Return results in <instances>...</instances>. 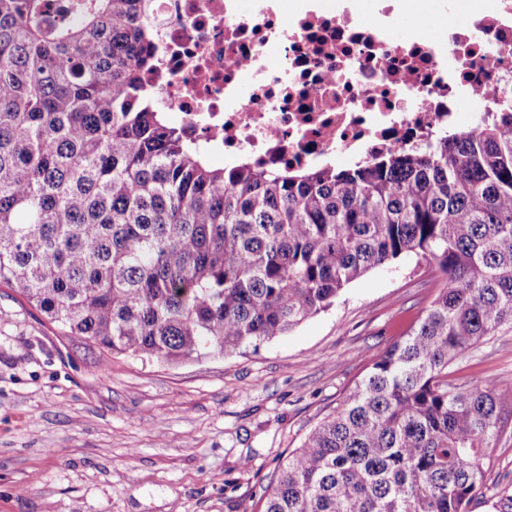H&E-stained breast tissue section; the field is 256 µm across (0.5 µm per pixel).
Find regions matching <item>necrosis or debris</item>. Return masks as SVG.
Wrapping results in <instances>:
<instances>
[{"label": "necrosis or debris", "instance_id": "4bbe7bcc", "mask_svg": "<svg viewBox=\"0 0 512 512\" xmlns=\"http://www.w3.org/2000/svg\"><path fill=\"white\" fill-rule=\"evenodd\" d=\"M304 12L280 0H145L158 103L212 153L269 168L369 162L459 129L477 130L512 94V0H480L467 25L395 34L401 0Z\"/></svg>", "mask_w": 512, "mask_h": 512}]
</instances>
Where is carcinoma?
<instances>
[{"label": "carcinoma", "instance_id": "cac0c4a2", "mask_svg": "<svg viewBox=\"0 0 512 512\" xmlns=\"http://www.w3.org/2000/svg\"><path fill=\"white\" fill-rule=\"evenodd\" d=\"M142 0H0V285L101 357L283 336L415 255L439 292L278 466L258 512H472L512 386L450 368L512 329V101L365 165L223 167L170 123Z\"/></svg>", "mask_w": 512, "mask_h": 512}]
</instances>
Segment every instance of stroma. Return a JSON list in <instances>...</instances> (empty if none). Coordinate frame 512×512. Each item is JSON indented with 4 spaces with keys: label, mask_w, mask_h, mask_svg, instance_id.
Segmentation results:
<instances>
[{
    "label": "stroma",
    "mask_w": 512,
    "mask_h": 512,
    "mask_svg": "<svg viewBox=\"0 0 512 512\" xmlns=\"http://www.w3.org/2000/svg\"><path fill=\"white\" fill-rule=\"evenodd\" d=\"M437 293L405 257L257 351L145 365L61 340L0 286V512H256L280 457ZM453 376L512 384V330L466 351Z\"/></svg>",
    "instance_id": "stroma-1"
}]
</instances>
